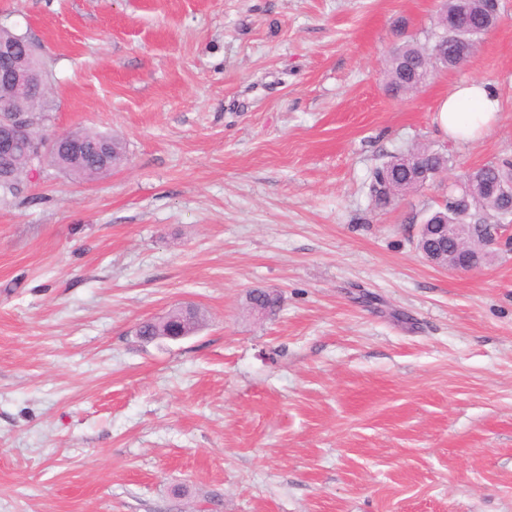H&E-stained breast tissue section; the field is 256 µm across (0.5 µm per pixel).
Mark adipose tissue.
Listing matches in <instances>:
<instances>
[{
  "label": "adipose tissue",
  "instance_id": "adipose-tissue-1",
  "mask_svg": "<svg viewBox=\"0 0 512 512\" xmlns=\"http://www.w3.org/2000/svg\"><path fill=\"white\" fill-rule=\"evenodd\" d=\"M500 110L501 103L489 83L464 81L440 101L436 122L448 136L471 140L491 129Z\"/></svg>",
  "mask_w": 512,
  "mask_h": 512
}]
</instances>
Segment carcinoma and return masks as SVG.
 I'll return each mask as SVG.
<instances>
[{
    "label": "carcinoma",
    "instance_id": "obj_1",
    "mask_svg": "<svg viewBox=\"0 0 512 512\" xmlns=\"http://www.w3.org/2000/svg\"><path fill=\"white\" fill-rule=\"evenodd\" d=\"M462 8L467 10L469 17V29L460 34L466 45L448 47L443 50V57L432 59L439 35L448 32V16ZM491 8L492 5L486 0H448L439 7L426 43L406 41L396 46L389 55L385 74L391 90L395 93L415 92L422 87L433 69H456L465 64L489 30ZM5 106L30 113L34 125L43 120L42 113L47 111V103L43 102V98L28 93L1 95L0 108ZM80 140L84 150L82 161L69 165L68 169V174L76 179L95 180L112 171L125 159L124 140L117 135L85 128L80 130ZM406 164L425 169L437 168L444 172L448 168V158L426 145H416L404 153L391 156L372 171L368 190L376 205L387 207L406 195V192L418 190V187L404 183L406 171L403 166ZM31 180L27 159L18 157L13 178L0 183V197L6 199L17 195ZM496 182L504 185L512 182L511 161L489 162L472 169V191L447 198L426 217L425 223L443 221L447 224H469L474 242L487 235L490 225L512 223V213L506 209L507 200L493 190ZM250 295L269 311L279 303V296L265 289L256 288Z\"/></svg>",
    "mask_w": 512,
    "mask_h": 512
}]
</instances>
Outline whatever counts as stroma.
Segmentation results:
<instances>
[{
	"label": "stroma",
	"instance_id": "1",
	"mask_svg": "<svg viewBox=\"0 0 512 512\" xmlns=\"http://www.w3.org/2000/svg\"><path fill=\"white\" fill-rule=\"evenodd\" d=\"M438 6L0 0L49 74L40 132L127 147L0 202V512H512V253L460 273L416 248L462 171L512 159V0L394 95L384 63ZM475 78L500 118L451 140L437 105ZM413 144L451 167L375 207ZM181 304L197 332L138 338ZM80 140L85 152L82 161L70 164L67 172L76 179L95 180L100 175L112 171L113 167L119 166L125 159V141L117 135L112 137L111 133L85 128L80 130ZM406 159L407 163L402 162ZM418 165L425 169H440L444 172L448 168V158L441 152L426 145L412 146L406 152L393 155L380 166H377L371 175L368 185L369 195L377 206L387 207L400 197L407 195L409 190L415 192L424 184L410 187L403 184L406 179L404 165ZM419 187V188H418Z\"/></svg>",
	"mask_w": 512,
	"mask_h": 512
}]
</instances>
